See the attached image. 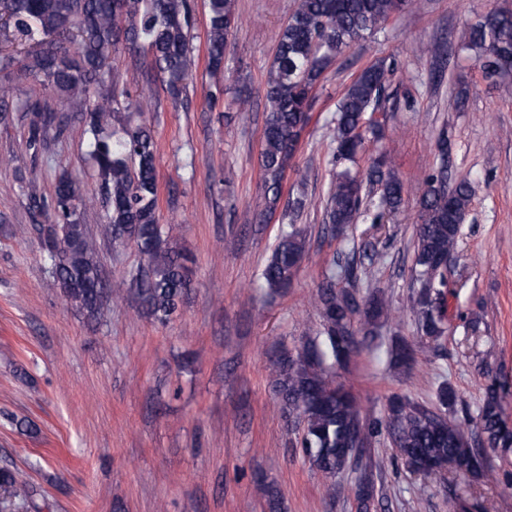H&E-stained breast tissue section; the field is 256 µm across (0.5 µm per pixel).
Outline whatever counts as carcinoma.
<instances>
[{
    "label": "carcinoma",
    "instance_id": "1",
    "mask_svg": "<svg viewBox=\"0 0 512 512\" xmlns=\"http://www.w3.org/2000/svg\"><path fill=\"white\" fill-rule=\"evenodd\" d=\"M207 2V67L224 71V52L238 20L237 0ZM415 0H296V7L277 35L276 54L265 81L266 117L261 138L259 172L263 185L261 214L277 211L283 183L298 152L315 102L313 91L323 73L342 51L381 29L388 19L414 5ZM193 0H0V112L10 108L11 82L24 78L41 91L72 100L84 122L88 154L109 205L104 237L135 245L143 266L132 277L129 291L143 314L169 320L188 285V257L168 246L157 214V145L149 120L132 123L120 118L112 81V54L123 46L144 49L174 98L186 90L194 56ZM471 44L483 51L481 67L493 78L512 71V10H493L468 32ZM394 73L377 60L364 67L345 89L336 106L334 161L354 158L365 147V133L378 135V124L367 115L380 109ZM23 109L32 115L25 148L38 152L49 132L62 136L70 117L58 116L40 99H28ZM391 158L381 151L364 175L345 169L335 174L325 205L327 228L339 232L359 218L383 224L404 201L405 187L392 172ZM420 214L414 244V272L421 289L413 308L421 313L420 327L429 337L444 333L441 301L448 287L443 264L456 250L459 224L466 216L471 194L467 183L448 189V166L436 158L416 187ZM28 208L45 216L56 230L47 236L55 275L67 297L90 315L101 309L99 245L82 224L90 200L69 174L60 175L50 196L31 189ZM306 252V236L295 225L281 230L260 276L271 291L288 288ZM384 260L371 251L368 264L351 259L331 271L319 285L315 307L320 329L296 350L289 362H273L274 389L280 409L296 419L301 434L296 447L310 467L327 478L358 473L356 512L377 508L370 480L368 447L387 435L407 468L426 477L452 470L475 478L493 477L489 455L512 448V430L500 404L503 383L492 380L476 425L468 436L444 415L457 405L449 384L435 394L437 408L413 404L401 397L389 401L387 415L363 419L355 397L330 378L332 369L370 350L368 335L357 336L354 320L364 313L366 323L388 318L390 306L374 294L360 307L359 284ZM347 287L336 288V277ZM415 352L405 343L391 349V360L410 365ZM0 495L24 505L30 497L26 481L9 467L0 468ZM455 512H485L481 497L451 496Z\"/></svg>",
    "mask_w": 512,
    "mask_h": 512
}]
</instances>
